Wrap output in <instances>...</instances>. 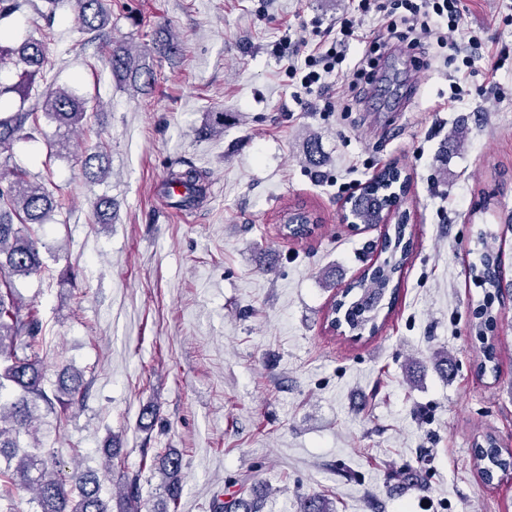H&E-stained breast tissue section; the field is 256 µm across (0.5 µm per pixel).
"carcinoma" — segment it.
Returning a JSON list of instances; mask_svg holds the SVG:
<instances>
[{
    "instance_id": "obj_1",
    "label": "carcinoma",
    "mask_w": 512,
    "mask_h": 512,
    "mask_svg": "<svg viewBox=\"0 0 512 512\" xmlns=\"http://www.w3.org/2000/svg\"><path fill=\"white\" fill-rule=\"evenodd\" d=\"M65 1L73 6L82 28L89 33L99 36L112 22L110 0H46L51 8L45 20L51 21L56 7ZM102 58L113 76L133 87L143 75L151 79L150 71L143 70L136 56L122 44L106 45ZM46 59L47 47L42 39L30 37L15 47L8 38L0 37V65H21L24 74L15 84L0 85V97L14 94L20 102H25L36 76L44 73ZM41 114L55 123L59 132L53 147L58 152L67 151L86 117L87 102L69 89L56 88L47 90L39 113L34 108L22 107L13 112L0 111V392H12L10 400H0V498L10 500L14 492L22 489L33 492L36 512H112L114 508L117 512H142L136 476L128 478L112 507L102 495L99 478L90 471L74 475V487L66 489L49 470L38 443L39 411L44 408L64 415L79 404L87 392L83 374L74 371L61 380L57 392L47 394L40 356L44 344L43 322L34 305L16 294V278L44 272L41 240L35 227L48 223L57 208L48 191L33 183L26 170L12 164L14 147L27 138ZM303 153L313 166L324 162L321 147L314 137L304 140ZM103 162L104 154L100 151L86 154L84 175L88 182L104 180L107 167ZM398 174V170L389 171L383 181L376 182L377 191L363 193L361 200L352 204L350 214L357 222L372 225L383 220L384 209L397 201V197L386 192L388 185L384 181L392 182ZM167 182L185 188V195L174 202L179 208L196 206L205 197L206 178L191 165L172 168ZM405 219L406 216H401L385 233V252L388 253L385 262L349 286L351 291L358 290V296L350 302L344 299L336 302L334 315L338 323L358 336L378 332L377 311L386 295L393 294L398 287L395 279L400 277L413 249V242L406 237ZM285 228L289 235L303 238L310 231L309 216L302 211L291 213ZM495 241L491 234L480 232L477 238L479 262L469 265L470 275L485 291L484 303L475 311L477 322L472 327L482 340L483 361L478 369L483 374L496 360L495 346L485 336L496 322L492 303L502 288L501 259ZM473 456L488 483L493 482L497 473L512 468V452L491 436L475 444ZM154 458L161 462L168 499L178 503L183 490L182 456L172 448H161ZM262 508L260 501L243 497L233 501L215 499L212 503L213 512H261ZM300 512H333V508L327 499L311 496L300 504Z\"/></svg>"
}]
</instances>
